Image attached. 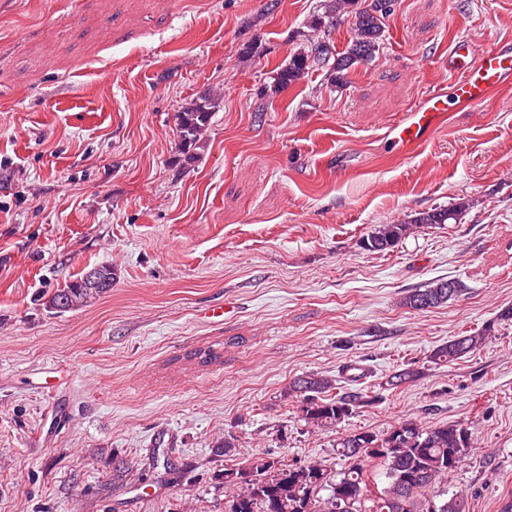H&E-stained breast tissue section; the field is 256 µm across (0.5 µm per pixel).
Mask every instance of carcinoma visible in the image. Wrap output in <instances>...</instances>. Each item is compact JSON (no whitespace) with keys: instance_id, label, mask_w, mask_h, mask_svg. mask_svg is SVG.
<instances>
[{"instance_id":"1","label":"carcinoma","mask_w":512,"mask_h":512,"mask_svg":"<svg viewBox=\"0 0 512 512\" xmlns=\"http://www.w3.org/2000/svg\"><path fill=\"white\" fill-rule=\"evenodd\" d=\"M394 0H334L328 21H338L337 15L350 6L354 36L348 47L333 54L326 41L311 42L308 49L291 56L273 77L274 91H279L299 80L314 66L327 68L332 84H348V74L357 66L371 60L385 38L386 18L391 14ZM216 108L215 99L204 97L184 107L176 114V132L184 162L195 159V150L203 144V134ZM461 202L456 207L417 213L407 224H380L363 238L367 251H385L395 247L415 224H446L457 220ZM101 277L112 275V267L96 266L90 272L57 288L49 296L46 306L60 312L83 307L109 293L103 288L89 293L83 288L89 273ZM465 285L454 279H437L425 288L412 292L406 305L414 310L438 307L457 297ZM490 330L457 336L438 346L431 354V362L449 364L481 347ZM422 375L418 368L407 367L394 374L390 385L398 387L417 381ZM336 380L318 374L294 379L289 394L301 397L302 418L316 429L335 426L352 416L363 404V395L357 391L331 395ZM472 432L461 422L422 427L413 421H402L384 435L355 431L336 441V455L351 461L330 485L325 498L317 496L324 480L320 464L290 468L274 460L261 459L250 465L260 472L264 481L253 484L242 478L237 468L224 470L225 512H466L467 498L456 492L440 503H435L429 490L453 469L451 462H460L472 450ZM376 459L384 467L385 485L378 487L376 479L365 467L364 461Z\"/></svg>"}]
</instances>
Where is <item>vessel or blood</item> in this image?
Returning <instances> with one entry per match:
<instances>
[{
	"instance_id": "obj_1",
	"label": "vessel or blood",
	"mask_w": 512,
	"mask_h": 512,
	"mask_svg": "<svg viewBox=\"0 0 512 512\" xmlns=\"http://www.w3.org/2000/svg\"><path fill=\"white\" fill-rule=\"evenodd\" d=\"M469 41L458 40L448 52V69L455 79L450 93L425 95L391 127L390 141L404 153L422 145L455 109L484 104L494 89L512 84V48L497 46L474 57Z\"/></svg>"
}]
</instances>
